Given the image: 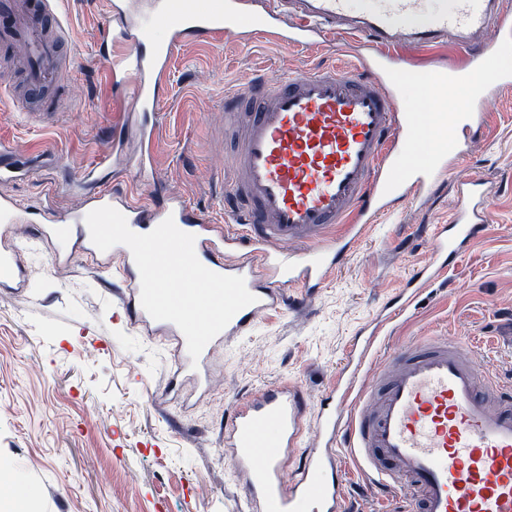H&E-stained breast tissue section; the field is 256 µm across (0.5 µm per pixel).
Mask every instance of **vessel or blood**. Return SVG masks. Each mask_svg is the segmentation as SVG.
Listing matches in <instances>:
<instances>
[{"mask_svg": "<svg viewBox=\"0 0 512 512\" xmlns=\"http://www.w3.org/2000/svg\"><path fill=\"white\" fill-rule=\"evenodd\" d=\"M248 0H154L132 26L105 27L101 40H121L108 59L109 83L133 80L128 104L137 110L141 175H153L158 147L154 109L177 43H208L247 32L288 46L310 43L340 29L362 38L363 63L262 81L238 100L227 126L236 138L224 168V210L217 227L178 200L135 204L104 189L83 209L49 227L55 259L74 248L108 266L110 252L92 243L87 212L111 206L138 234L173 218L194 235L198 260L209 270L243 277L255 303L238 311L216 338L245 335L276 307L282 288L310 293L355 250L368 224L410 193L433 190L452 157L466 155L481 124L479 109L491 88L512 80L494 64L512 43V7L504 0H268L248 11ZM166 27L157 41L152 31ZM454 41L465 58L436 67L407 62L402 49L431 51ZM70 37L51 0H0V68L16 71L22 111L31 121L59 108L49 96L72 62ZM427 79L428 114L406 111L401 92ZM456 101L457 111L447 109ZM26 170L13 147L0 143V180ZM461 208L424 236L431 264L408 278L381 310L369 336L350 350L339 378L316 412L318 438L302 448L289 484L280 470L301 447L307 403L283 381L243 400L224 425L230 466L244 486L249 512H343L340 490L350 454L384 489L409 498L412 512H512V386L497 382L452 336H420L397 350L383 349L382 332L413 308L420 286L435 281L482 231L489 212L480 180L459 188ZM123 308L143 326L170 333L173 373L207 378V359L191 360L184 334L155 322L140 302V274L126 261ZM15 250L0 251V287L23 280Z\"/></svg>", "mask_w": 512, "mask_h": 512, "instance_id": "vessel-or-blood-1", "label": "vessel or blood"}]
</instances>
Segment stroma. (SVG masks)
Instances as JSON below:
<instances>
[{"label":"stroma","instance_id":"obj_1","mask_svg":"<svg viewBox=\"0 0 512 512\" xmlns=\"http://www.w3.org/2000/svg\"><path fill=\"white\" fill-rule=\"evenodd\" d=\"M53 0L71 39L74 66L66 78L76 96H63L56 116L32 124L19 115L0 72V141L28 158V178L0 182V196L20 210L57 214L85 194L113 185L134 200L157 205L184 201L211 223L224 221L222 157L227 98L256 81L284 74L359 64L358 41L326 34L311 47H288L270 37L179 44L157 105L160 144L152 182L111 176L82 180V170L120 131L123 157L139 149L135 122L107 86L108 56L100 40L108 2ZM483 178L489 221L462 259L423 288L415 308L386 330L388 347L417 336L446 334L472 348L503 384H512V84L497 89L485 109L471 151L452 163L439 187L423 200L408 199L367 229L358 249L330 271L311 295L284 288L281 303L252 330L211 354L208 391L182 381L168 392V347L134 323L119 306L124 286L121 255L108 270L77 250L68 262L52 260L55 241L20 224L22 288H0V465L27 487L38 512H247L245 492L227 460L224 424L233 406L259 389L287 379L316 410L361 329L430 260L420 234L444 224L460 205L457 186ZM104 337L92 347L89 339ZM344 486L348 512H404L405 496L377 486L350 464ZM211 493L199 497L195 486Z\"/></svg>","mask_w":512,"mask_h":512}]
</instances>
